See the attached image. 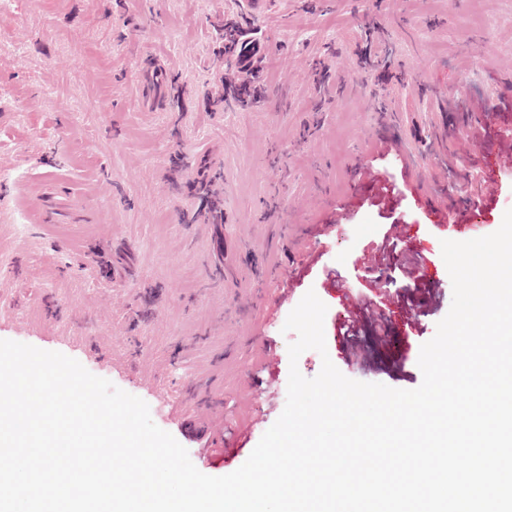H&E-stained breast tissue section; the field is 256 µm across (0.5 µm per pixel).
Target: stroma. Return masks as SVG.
I'll use <instances>...</instances> for the list:
<instances>
[{"label": "stroma", "instance_id": "stroma-1", "mask_svg": "<svg viewBox=\"0 0 512 512\" xmlns=\"http://www.w3.org/2000/svg\"><path fill=\"white\" fill-rule=\"evenodd\" d=\"M248 18L270 93L258 110L214 101L225 70L219 27ZM0 339L57 351L144 400L196 468H239L261 432L241 440L254 396L241 390L273 348L276 393L289 370L315 377L330 358L346 377L414 389L420 347L452 302L442 237L403 202L424 243L435 288L418 327L377 334L365 304L355 340L336 337L341 310L326 272L349 276L384 220L363 207L341 225L320 267L283 314L315 291L327 306V356L290 362L296 332L267 303L308 227L326 224L350 193L373 136L397 137L438 199L470 180L458 138L474 95L512 100V0H14L0 14ZM177 76L174 108L152 73ZM224 214L211 223L194 184ZM204 391L215 421L193 435ZM213 441L229 463L209 462Z\"/></svg>", "mask_w": 512, "mask_h": 512}]
</instances>
